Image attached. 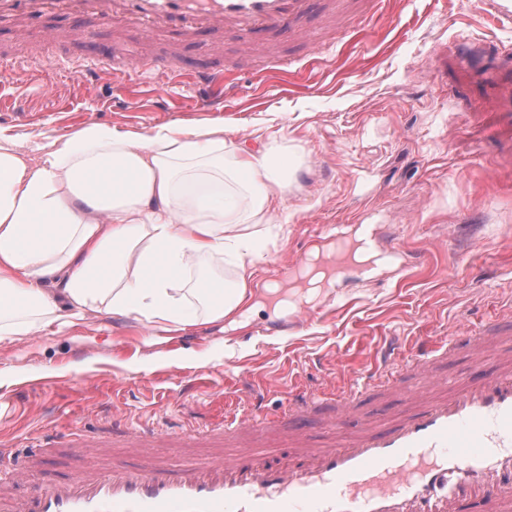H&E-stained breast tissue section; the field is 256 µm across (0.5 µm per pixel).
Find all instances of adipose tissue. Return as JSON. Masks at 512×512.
Segmentation results:
<instances>
[{
  "instance_id": "adipose-tissue-1",
  "label": "adipose tissue",
  "mask_w": 512,
  "mask_h": 512,
  "mask_svg": "<svg viewBox=\"0 0 512 512\" xmlns=\"http://www.w3.org/2000/svg\"><path fill=\"white\" fill-rule=\"evenodd\" d=\"M300 167L284 135L249 150L220 118L90 124L36 155L0 133V343L92 313L169 332L249 313L258 246Z\"/></svg>"
}]
</instances>
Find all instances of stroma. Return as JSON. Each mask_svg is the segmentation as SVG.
I'll return each instance as SVG.
<instances>
[{
    "label": "stroma",
    "instance_id": "35a3bbf8",
    "mask_svg": "<svg viewBox=\"0 0 512 512\" xmlns=\"http://www.w3.org/2000/svg\"><path fill=\"white\" fill-rule=\"evenodd\" d=\"M492 4L385 0L363 30L340 29L335 51L308 66L299 86L271 71L302 57L304 44L292 36L248 53L229 35L149 40L109 27L95 28L88 46L63 42L54 69L0 78V131L33 145L93 123L147 132L216 114L250 147L286 136L304 158L284 195L296 216L255 263V300L269 281H287L304 241L328 249L318 235L331 225L348 232L372 224L380 249L394 242L404 254L429 256L420 269L403 270L392 257L369 276L331 282L317 299L327 323L302 332L259 335L290 317L268 306L236 324L201 322L171 336L93 313L65 333L2 344L0 441L19 455L76 421L105 436L116 408L125 426L202 432L235 404L237 379L274 413L285 386L316 392L330 373L374 371V345L405 347L417 336H446L457 315L478 323L511 311L512 136L486 124L512 97V16ZM127 46L147 59L174 49L186 67L236 65L234 96L205 103L181 80L162 92L144 79L129 106L107 84H71L68 69L88 49L117 55ZM407 408L400 394L363 397L349 428Z\"/></svg>",
    "mask_w": 512,
    "mask_h": 512
}]
</instances>
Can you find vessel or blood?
<instances>
[{"instance_id":"vessel-or-blood-1","label":"vessel or blood","mask_w":512,"mask_h":512,"mask_svg":"<svg viewBox=\"0 0 512 512\" xmlns=\"http://www.w3.org/2000/svg\"><path fill=\"white\" fill-rule=\"evenodd\" d=\"M346 0H0V21L37 30L35 48L0 51V75L11 77L32 61L53 63L57 33L41 29L47 16L63 14L76 23L132 29L143 37L208 30L242 42L286 32L302 35L309 58L326 45L311 34V18L345 13ZM153 70L159 78L188 75L193 85L227 87L236 75L225 68L184 72L169 58L131 57L114 67L111 55L84 56L81 74L107 78L113 91L127 95L135 77ZM354 249L337 239L329 266L336 277L356 267ZM512 314L480 324L460 318L444 338H420L409 354L379 350L377 378L359 376L322 398L298 388L277 414L264 413L254 388L241 386V412L225 416L214 436L216 451L169 462L160 443L168 429L128 428L121 439L138 465L107 460L91 430L72 427L46 445L27 449L20 466L0 478V512H512ZM466 351L471 372L450 381L435 374L439 358ZM428 379L430 387L411 392L412 409L389 423L366 424L344 434L359 398L380 389L397 391L404 373ZM335 410L328 444L311 442L303 426L320 405ZM287 424L284 451L257 447L265 431ZM72 450L77 474L41 483L16 494L18 481L43 464L54 448Z\"/></svg>"}]
</instances>
